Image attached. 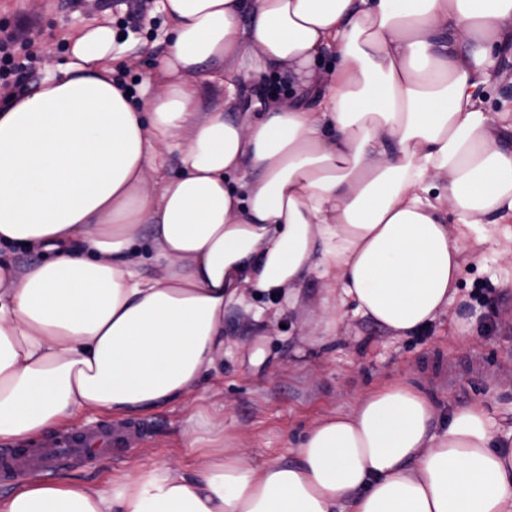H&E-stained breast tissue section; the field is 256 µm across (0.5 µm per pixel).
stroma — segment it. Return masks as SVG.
<instances>
[{"label": "stroma", "instance_id": "1", "mask_svg": "<svg viewBox=\"0 0 512 512\" xmlns=\"http://www.w3.org/2000/svg\"><path fill=\"white\" fill-rule=\"evenodd\" d=\"M137 0H0V30L34 26L42 55L31 75L0 86V101L35 87L69 62L68 44L87 25L110 22L120 38L112 69L140 99L141 82L154 73L168 51L170 36L156 0L137 12ZM492 242H467L457 297L480 306L484 315L476 340L457 344L449 315H440L421 333L393 337L371 320L342 323L327 353L315 352L307 336L310 296L295 309L281 310L267 297H250L249 307L232 304L224 313V359L200 389L150 413L129 417L132 438L111 453H77L55 468L90 486L155 463L189 475L196 456L182 445L198 414L212 426L226 417L239 424V445L255 460H293V444L316 417L349 412L357 396L373 385L410 376L424 382L436 398L455 407L473 403L488 410L494 430L512 425V263L496 246L503 227L491 228ZM264 311L254 321L251 311Z\"/></svg>", "mask_w": 512, "mask_h": 512}]
</instances>
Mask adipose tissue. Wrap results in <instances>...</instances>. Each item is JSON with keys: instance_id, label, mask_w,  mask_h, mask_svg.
<instances>
[{"instance_id": "1", "label": "adipose tissue", "mask_w": 512, "mask_h": 512, "mask_svg": "<svg viewBox=\"0 0 512 512\" xmlns=\"http://www.w3.org/2000/svg\"><path fill=\"white\" fill-rule=\"evenodd\" d=\"M160 10L172 40L146 107L113 81L108 23L0 103V441L193 394L224 357L226 306L249 290L292 308L318 281L317 346L351 315L418 333L449 313L476 226L512 220V150L495 137L512 133V108L487 98L512 0ZM272 74L289 102L233 118L245 83ZM208 86L222 106L204 104ZM12 247L46 259L18 268ZM436 413L412 378L372 386L307 425L293 463L251 459L228 417L184 434L193 475L143 464L98 488L27 475L0 512H512V448L493 447L486 409H449L442 430Z\"/></svg>"}]
</instances>
